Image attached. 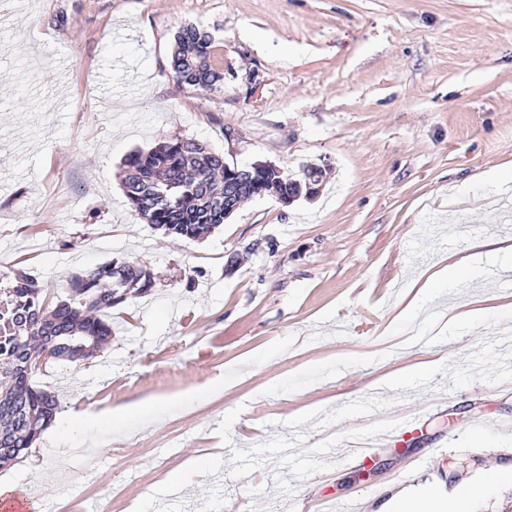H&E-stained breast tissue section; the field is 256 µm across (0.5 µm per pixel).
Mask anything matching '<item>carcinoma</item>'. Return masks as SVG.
Returning a JSON list of instances; mask_svg holds the SVG:
<instances>
[{
  "instance_id": "carcinoma-1",
  "label": "carcinoma",
  "mask_w": 512,
  "mask_h": 512,
  "mask_svg": "<svg viewBox=\"0 0 512 512\" xmlns=\"http://www.w3.org/2000/svg\"><path fill=\"white\" fill-rule=\"evenodd\" d=\"M170 66L181 82L201 89L224 84V59L213 35L196 26L181 27L174 35ZM123 191L145 223L166 235L199 239L224 223V196L243 197L249 181L224 183V157L197 140L175 138L150 151L132 152L123 163ZM124 287L116 288V268ZM7 287L0 289V399L11 400L15 431L10 451L0 450V468L31 447L52 424L58 406L55 396L34 387L24 369L25 354L45 344L56 359L78 363L112 340V324L104 310L124 303L131 294L154 287L152 270L135 262L106 263L87 270L71 282L69 298L48 301L21 270L0 273Z\"/></svg>"
}]
</instances>
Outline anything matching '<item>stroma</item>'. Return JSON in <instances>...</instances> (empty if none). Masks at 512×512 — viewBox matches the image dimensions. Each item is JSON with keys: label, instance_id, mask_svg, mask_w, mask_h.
Instances as JSON below:
<instances>
[{"label": "stroma", "instance_id": "1", "mask_svg": "<svg viewBox=\"0 0 512 512\" xmlns=\"http://www.w3.org/2000/svg\"><path fill=\"white\" fill-rule=\"evenodd\" d=\"M186 24L219 40L220 89L173 77ZM176 136L241 164L320 166V193L252 198L200 239L164 235L129 204L122 162ZM498 173L512 176V0H0V272L24 269L54 302L111 261L157 276L113 307L97 354L32 376L62 424L156 410L86 430L95 480L79 453L37 449L0 469V488L48 512H294L297 498L319 512L352 497L379 512L402 487L444 500L472 484L484 491L467 512H512V372L493 343L512 330V279L483 259L394 320L411 281L474 240L512 239ZM452 304L487 314L438 333ZM423 359L432 369L378 389L374 412L358 404ZM219 377L230 389L210 395ZM403 418L416 429L383 441ZM368 429V462L323 454ZM286 443L290 465L271 454ZM217 450L184 497L146 499Z\"/></svg>", "mask_w": 512, "mask_h": 512}]
</instances>
